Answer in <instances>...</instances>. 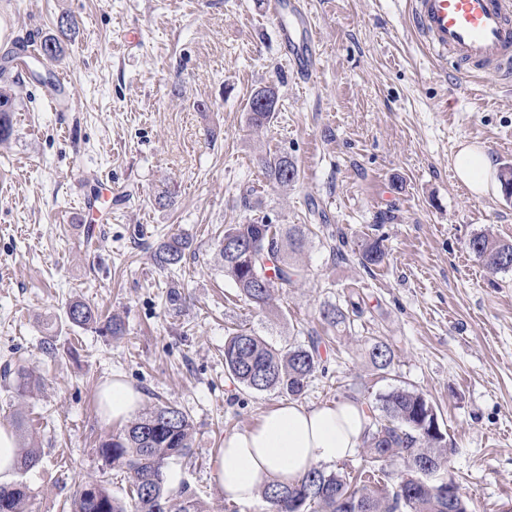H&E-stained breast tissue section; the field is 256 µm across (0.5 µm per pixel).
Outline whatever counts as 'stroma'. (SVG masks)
<instances>
[{
    "label": "stroma",
    "mask_w": 512,
    "mask_h": 512,
    "mask_svg": "<svg viewBox=\"0 0 512 512\" xmlns=\"http://www.w3.org/2000/svg\"><path fill=\"white\" fill-rule=\"evenodd\" d=\"M318 38L319 66L298 78L263 0H0V54L76 22L60 60L13 71V134L0 146V365L39 378L18 397L0 380V423L32 420L41 460L23 476L29 512H69L88 479L125 496L123 472L104 470L100 441L119 432L99 392L121 375L144 408L172 404L193 423L172 512L193 496L205 512H269L262 497L229 500L215 482L226 434L285 401L253 392L224 369V340L258 331L285 347L322 336L324 369L299 402H375L395 387L436 406L448 448L444 477L470 512H512V271L491 272L468 249L487 233L512 241V196L473 195L455 177L465 144L512 167V84L485 88L452 61L431 57L413 33L409 0H302ZM69 80L64 110L44 93ZM275 87L266 129L247 120L253 93ZM288 154L292 187L265 175L266 155ZM112 204L78 222L83 199ZM167 190L172 206L154 197ZM346 241L334 259L312 235L295 261L305 277L254 309L224 275L225 225L263 218L315 224L319 213ZM190 246L176 272L153 250L174 236ZM381 239L383 263L365 270L357 244ZM186 300L172 308L171 280ZM359 299L350 324L330 327L325 305ZM75 300L118 316L125 332L66 320ZM394 352L369 361L371 339ZM52 343L54 355L43 347Z\"/></svg>",
    "instance_id": "1"
}]
</instances>
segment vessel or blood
<instances>
[{
    "mask_svg": "<svg viewBox=\"0 0 512 512\" xmlns=\"http://www.w3.org/2000/svg\"><path fill=\"white\" fill-rule=\"evenodd\" d=\"M266 7L283 21L284 40L294 48L292 69L313 74L318 50L299 0H267ZM409 20L434 56L491 82L512 80V0H411Z\"/></svg>",
    "mask_w": 512,
    "mask_h": 512,
    "instance_id": "vessel-or-blood-1",
    "label": "vessel or blood"
}]
</instances>
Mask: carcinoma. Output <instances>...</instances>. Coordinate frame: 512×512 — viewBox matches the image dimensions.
Wrapping results in <instances>:
<instances>
[{
	"label": "carcinoma",
	"mask_w": 512,
	"mask_h": 512,
	"mask_svg": "<svg viewBox=\"0 0 512 512\" xmlns=\"http://www.w3.org/2000/svg\"><path fill=\"white\" fill-rule=\"evenodd\" d=\"M75 22L63 16L58 22L59 35L42 42V54L58 60L63 54V40L71 35ZM13 98L0 91V143L12 134ZM270 181L288 187L299 179L296 162L285 154H276L265 162ZM333 255L343 260L344 239H336L331 225H321ZM308 227L293 224H268L251 220L224 225L223 239L236 247L224 249L219 243L224 276L230 279L253 307L270 306L274 292L295 286L304 269L291 261V254L303 247ZM188 243L170 239L158 245L154 261L162 269L178 266ZM473 253L483 258L495 271L512 270V242L477 234L469 241ZM360 263L366 269L381 265L385 252L377 239L365 240L359 248ZM358 302L348 301V308L328 305L322 316L337 326L359 314ZM66 316L74 326L96 323L95 307L82 301L69 304ZM321 338L310 335L307 341L276 347L254 330L240 331L224 341V367L243 387L265 392L277 390L292 397L305 393L321 366ZM374 368L384 371L393 360L391 348L380 340L369 345ZM370 423L363 434L366 448L364 463L349 472H327L313 467L296 484H269L262 496L272 512H448V489L427 477L409 480L399 490L388 481L387 465L400 461L404 472L427 462L438 470L447 461L444 434L437 423V412L423 395L396 387L368 406ZM193 425L188 415L175 405L158 406L131 419L116 435L102 441L99 453L110 468L125 471L128 479L125 502L112 495L105 481H86L76 493L70 512H171L163 469L169 460L190 455ZM40 454L35 448L18 449L16 468L24 474L36 467ZM28 487L22 481L0 486V512H28Z\"/></svg>",
	"instance_id": "obj_1"
}]
</instances>
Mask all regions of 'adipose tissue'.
I'll return each mask as SVG.
<instances>
[{"label":"adipose tissue","mask_w":512,"mask_h":512,"mask_svg":"<svg viewBox=\"0 0 512 512\" xmlns=\"http://www.w3.org/2000/svg\"><path fill=\"white\" fill-rule=\"evenodd\" d=\"M459 180L474 194L489 193L496 167L480 146H462L455 162ZM104 414L123 422L142 405L139 390L113 376L101 391ZM369 423L363 404L345 401L333 407L281 403L254 426L225 435L217 459L216 481L226 498L252 501L270 483L291 485L319 463L351 459Z\"/></svg>","instance_id":"1"}]
</instances>
